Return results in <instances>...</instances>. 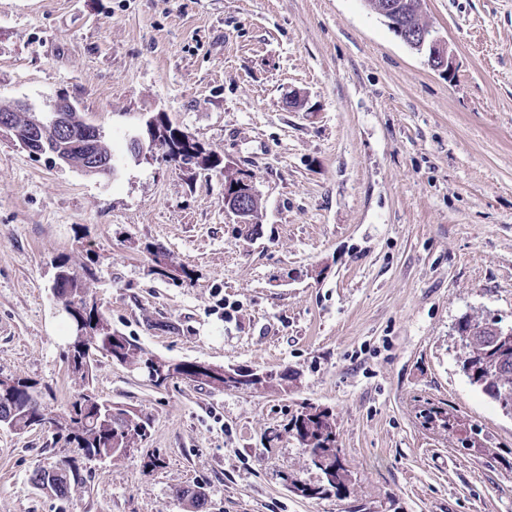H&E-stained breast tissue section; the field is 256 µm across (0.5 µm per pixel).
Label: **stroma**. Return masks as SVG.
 <instances>
[{
    "mask_svg": "<svg viewBox=\"0 0 512 512\" xmlns=\"http://www.w3.org/2000/svg\"><path fill=\"white\" fill-rule=\"evenodd\" d=\"M422 9L450 73L365 0H0V103L68 97L118 160L89 176L0 139V375L55 414L77 395L61 261L92 265L113 328L163 358L288 374L158 388L94 355L91 391L149 414L150 437L63 505L33 473L72 445L0 427V512H186L197 486L203 512H512V413L470 384L456 333L512 326V0ZM159 115L213 168L133 159ZM228 171L258 197L250 225ZM305 402L334 414L348 496L290 489L320 480L287 431ZM237 186V190H234ZM255 191L248 179L238 174L224 175V207L236 214L242 224H250ZM257 212V202L253 213Z\"/></svg>",
    "mask_w": 512,
    "mask_h": 512,
    "instance_id": "1",
    "label": "stroma"
}]
</instances>
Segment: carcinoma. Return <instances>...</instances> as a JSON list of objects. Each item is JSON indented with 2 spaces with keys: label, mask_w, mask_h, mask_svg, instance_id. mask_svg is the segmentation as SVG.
I'll return each mask as SVG.
<instances>
[{
  "label": "carcinoma",
  "mask_w": 512,
  "mask_h": 512,
  "mask_svg": "<svg viewBox=\"0 0 512 512\" xmlns=\"http://www.w3.org/2000/svg\"><path fill=\"white\" fill-rule=\"evenodd\" d=\"M160 146L174 161L195 162L198 166L210 167L212 161L201 149L195 152L182 150L181 141L189 139L180 129L166 119L159 118ZM64 271L61 281L55 285V296L66 307L68 313L84 323L86 335L83 344L68 353V368L71 373L86 381L93 355L102 353L113 361L137 369L151 355L134 336H126L114 329L95 297L89 284L97 279L94 268L87 265L78 276L70 271L65 262L56 264ZM482 324L501 327L502 333L494 340L473 342L469 331ZM457 333L462 347L461 370L469 382L498 402L507 411H512V332L493 318L474 319L464 317L457 324ZM166 372L187 382L203 383L202 371L194 361L179 360L166 368ZM106 401L88 402L83 393L71 401L62 414H51L42 404V391L37 384L16 379L7 390L0 388V427L9 424V429L22 433L48 419L56 423V429L65 434L68 443L77 448V456L71 458V477H52L45 468L35 472V481L46 485L64 503L70 499V487L80 486L78 460H92L98 456L117 459L132 448H138L150 436L151 418L130 407L112 404V413L105 411ZM288 433L306 449L310 464H315L313 455L320 452L336 454V422L334 414L327 410L318 415L296 411L288 423ZM321 480L316 487L293 484L295 492L304 497L323 495L330 491L347 495L349 492L348 470H319Z\"/></svg>",
  "instance_id": "1"
}]
</instances>
